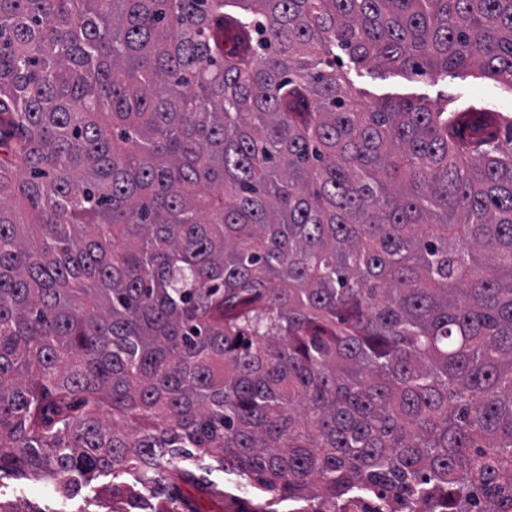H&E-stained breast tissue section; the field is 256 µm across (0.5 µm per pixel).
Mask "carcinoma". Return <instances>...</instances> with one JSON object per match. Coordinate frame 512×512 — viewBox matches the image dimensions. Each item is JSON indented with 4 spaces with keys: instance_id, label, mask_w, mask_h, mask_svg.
Here are the masks:
<instances>
[{
    "instance_id": "1",
    "label": "carcinoma",
    "mask_w": 512,
    "mask_h": 512,
    "mask_svg": "<svg viewBox=\"0 0 512 512\" xmlns=\"http://www.w3.org/2000/svg\"><path fill=\"white\" fill-rule=\"evenodd\" d=\"M335 47L512 88V0H0V471L512 512V116ZM336 57L342 63L340 70L347 77L353 94L372 106L402 99L428 106L443 102L445 98H448V105L457 99H478L496 112L512 114V90L468 72L450 70L439 76H416L373 63L355 65L338 48ZM222 452L214 449L210 455L201 458H190L184 461H178V465H184L190 468L197 477L198 483L216 488L224 492H230L242 498L254 500L261 492L251 486L239 488V482L242 480L235 474L224 471L218 462Z\"/></svg>"
}]
</instances>
